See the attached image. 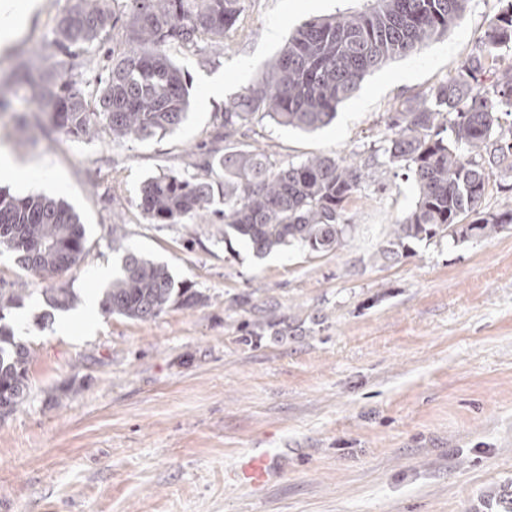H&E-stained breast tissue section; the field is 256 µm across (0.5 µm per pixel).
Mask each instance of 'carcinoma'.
Wrapping results in <instances>:
<instances>
[{
    "label": "carcinoma",
    "instance_id": "1",
    "mask_svg": "<svg viewBox=\"0 0 512 512\" xmlns=\"http://www.w3.org/2000/svg\"><path fill=\"white\" fill-rule=\"evenodd\" d=\"M127 2L131 45L112 61L95 106L75 81L44 68L38 77H29L37 87L35 107L21 120L31 118L40 129L45 115L58 132L76 138L107 127L115 143L164 136L182 124L189 109L186 79L165 48L196 49L205 35L224 36L238 23L242 0ZM370 2L363 11L313 19L288 38L257 80L224 105V131L215 136L224 148L210 149L203 174L164 173L144 182L138 202L144 215L156 224H185L218 214L224 241L240 238L260 257L287 243L311 253L343 246L353 229L347 206L370 178L366 166L316 155L274 167L240 136L258 116L303 132L329 125L368 74L447 34L469 0ZM116 21L105 0H78L58 20L55 44L62 51L91 46ZM503 49L512 51V0L453 79L390 113L380 150L390 165L411 173L418 197L393 224L385 257L404 255L414 240L492 239L512 224V209L489 213L482 208L492 169L500 171V189L512 191V122H502L512 117V69L496 67ZM123 239L113 225L112 250L122 257L102 293L103 314L146 322L172 306L201 304L200 292L174 288L167 266L125 248ZM0 245L15 256L19 269L46 284L40 293L50 307L70 305L71 289L54 284L80 262L86 239L78 217L64 203L0 190ZM26 292L0 288V321ZM31 361V350L0 324L1 420L26 399Z\"/></svg>",
    "mask_w": 512,
    "mask_h": 512
}]
</instances>
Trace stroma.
Wrapping results in <instances>:
<instances>
[{"label": "stroma", "instance_id": "35a3bbf8", "mask_svg": "<svg viewBox=\"0 0 512 512\" xmlns=\"http://www.w3.org/2000/svg\"><path fill=\"white\" fill-rule=\"evenodd\" d=\"M77 0H40L0 52L13 109L0 112V152L42 172L0 190L63 200L85 227L87 252L60 286L98 295L120 264L112 228L176 285L205 301L137 322L101 311L90 331L60 335L62 311L42 296L10 311L25 320L29 394L0 422V512H502L512 491V226L488 240L412 242L384 258L392 224L418 190L403 169L379 168L348 207L354 229L327 254L285 246L264 257L224 226L155 224L138 196L149 177L199 171L225 103L304 22L366 0H244L222 44L167 53L186 77L190 109L170 135L116 143L107 129L32 147L15 125L32 89V63L95 96L127 47L120 20L101 48L61 52L58 19ZM499 0H469L446 37L367 75L335 120L313 133L257 120L248 143L274 165L378 149L389 112L451 79L480 45ZM224 89L203 99L212 77ZM67 397H60V390ZM282 455L283 470L255 491L236 473L251 449Z\"/></svg>", "mask_w": 512, "mask_h": 512}]
</instances>
